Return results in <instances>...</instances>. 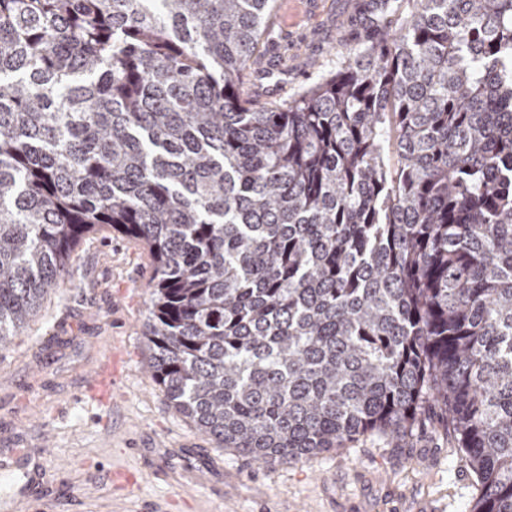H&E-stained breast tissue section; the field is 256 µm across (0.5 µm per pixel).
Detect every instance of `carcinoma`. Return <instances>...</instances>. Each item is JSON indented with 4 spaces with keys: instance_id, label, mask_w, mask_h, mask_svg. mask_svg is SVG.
<instances>
[{
    "instance_id": "cac0c4a2",
    "label": "carcinoma",
    "mask_w": 512,
    "mask_h": 512,
    "mask_svg": "<svg viewBox=\"0 0 512 512\" xmlns=\"http://www.w3.org/2000/svg\"><path fill=\"white\" fill-rule=\"evenodd\" d=\"M274 2L0 0V349L109 226L219 447L295 464L437 406L471 512H512V0H370L335 70L245 100Z\"/></svg>"
}]
</instances>
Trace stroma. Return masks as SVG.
I'll use <instances>...</instances> for the list:
<instances>
[{
	"label": "stroma",
	"instance_id": "1",
	"mask_svg": "<svg viewBox=\"0 0 512 512\" xmlns=\"http://www.w3.org/2000/svg\"><path fill=\"white\" fill-rule=\"evenodd\" d=\"M365 0H275L274 44L248 77L249 99L282 101L330 69L355 34ZM154 259L113 229L85 237L56 290L0 349V454L39 453L63 489H83V512H470L474 475L439 419L394 443L377 435L288 465L217 447L167 401L147 371L145 323ZM119 380L93 394L105 362ZM190 470L172 500L156 475ZM136 471L135 496L86 483L88 470Z\"/></svg>",
	"mask_w": 512,
	"mask_h": 512
}]
</instances>
